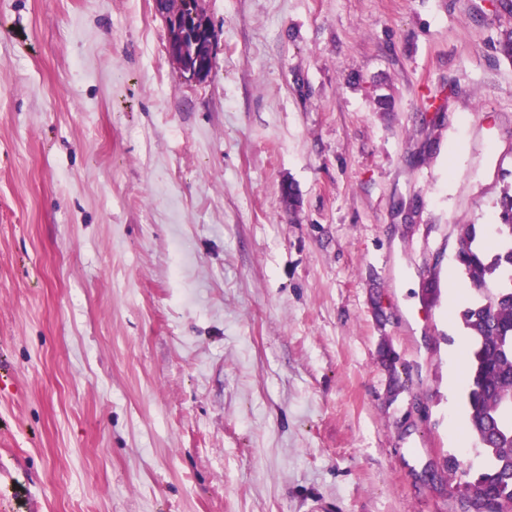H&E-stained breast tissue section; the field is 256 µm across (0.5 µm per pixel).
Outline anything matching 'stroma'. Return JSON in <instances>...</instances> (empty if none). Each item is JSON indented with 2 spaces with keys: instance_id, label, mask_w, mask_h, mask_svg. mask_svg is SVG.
<instances>
[{
  "instance_id": "obj_1",
  "label": "stroma",
  "mask_w": 512,
  "mask_h": 512,
  "mask_svg": "<svg viewBox=\"0 0 512 512\" xmlns=\"http://www.w3.org/2000/svg\"><path fill=\"white\" fill-rule=\"evenodd\" d=\"M200 6L190 84L155 0H0V512H463L512 0Z\"/></svg>"
}]
</instances>
